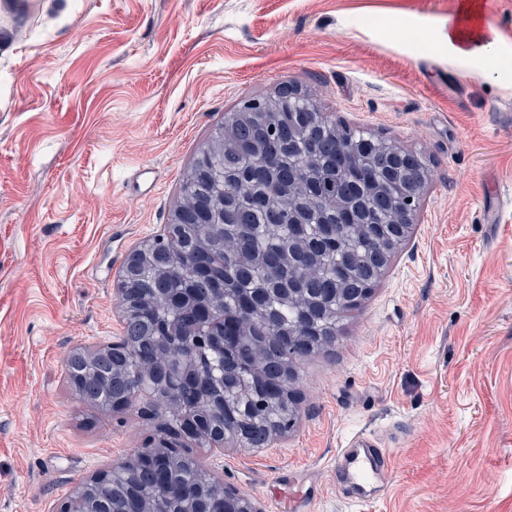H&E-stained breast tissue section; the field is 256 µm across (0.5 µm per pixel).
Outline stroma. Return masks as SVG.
Listing matches in <instances>:
<instances>
[{"label":"stroma","mask_w":512,"mask_h":512,"mask_svg":"<svg viewBox=\"0 0 512 512\" xmlns=\"http://www.w3.org/2000/svg\"><path fill=\"white\" fill-rule=\"evenodd\" d=\"M496 55L445 36L456 0H0V512H55L155 430L83 402L75 347L119 332L117 278L169 222L195 156L291 85L420 154L410 238L336 340L298 364L301 413L218 472L261 512H512V0ZM380 493L333 477L353 436Z\"/></svg>","instance_id":"stroma-1"}]
</instances>
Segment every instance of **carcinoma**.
<instances>
[{
  "label": "carcinoma",
  "mask_w": 512,
  "mask_h": 512,
  "mask_svg": "<svg viewBox=\"0 0 512 512\" xmlns=\"http://www.w3.org/2000/svg\"><path fill=\"white\" fill-rule=\"evenodd\" d=\"M255 126L270 124L288 127V104L282 105V112H263L255 116ZM236 147L213 158L207 176H197L199 158H194L190 169L180 186V193L192 190L204 200L219 191L224 192V223L212 224L208 211L195 213V222L181 224L171 229L165 237L170 254L180 256L189 253L202 255L210 266L211 276L224 282L228 292L220 309L224 322L232 323L252 297L263 295L260 309L250 319V329L236 344L234 355L227 370L233 373L250 364L262 352V382L251 384V399L237 404L233 392L224 390V402L228 416L224 420L227 433L240 436L249 448H261L268 436V428L279 426L289 428V422L298 418V403L286 407L274 402L270 388L281 385L285 388L297 385V380L283 371L281 344L266 341L260 331L262 326L272 327L286 337L288 343L299 345L308 336L314 339L312 348L323 347V342L336 336L339 323L350 311L345 298L361 296L365 288H374L382 276L371 260L374 239L370 224H348L346 234L350 239V252L345 257L347 273L336 280V257L327 256L316 264L304 263L288 269L279 264L288 235L293 231L290 224H271L260 198L276 196L283 210H288V161L299 162L308 151L309 144L316 145L317 163L310 176L318 183L324 203L343 195L344 186L336 182V154L342 143L336 134L327 129L325 123L315 120L300 127L285 140L255 141L250 127L238 130ZM324 224H304L302 232L315 247L323 245ZM239 254L258 256L266 269L264 278L256 272L235 263ZM297 283L302 288L299 302L284 303L278 289ZM196 288L202 296L209 293V282L198 277L187 281L172 269L161 272L152 266L140 269L139 274L129 281V296L136 300L149 298L154 307L162 310L173 305L183 289ZM201 315L192 311L171 319L169 326L178 336H194L200 332ZM154 311L139 318L130 325L136 336L133 346L134 361L141 367V383L145 391L157 393L160 378L154 373L158 362L155 339L148 335L154 325ZM125 382L121 378L105 381L85 402L100 407L112 397L124 393ZM203 477L199 464L192 458L184 462L169 475V480L178 485L185 496L194 495ZM155 492V482L143 470L128 471L122 479L99 487V497L112 504V512H134L145 497Z\"/></svg>",
  "instance_id": "obj_1"
}]
</instances>
